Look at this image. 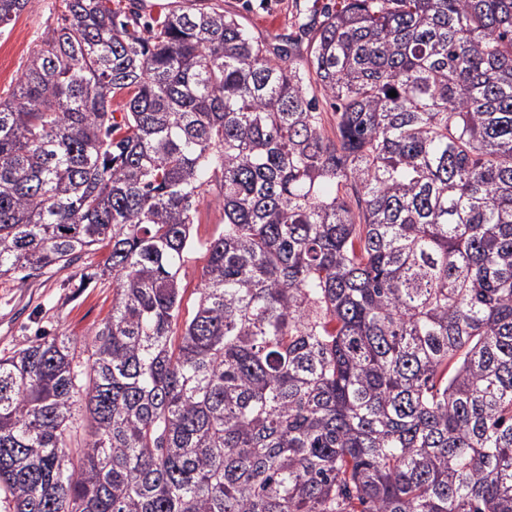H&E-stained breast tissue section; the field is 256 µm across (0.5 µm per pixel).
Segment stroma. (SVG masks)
<instances>
[{
  "label": "stroma",
  "instance_id": "1",
  "mask_svg": "<svg viewBox=\"0 0 512 512\" xmlns=\"http://www.w3.org/2000/svg\"><path fill=\"white\" fill-rule=\"evenodd\" d=\"M336 0H224V9L236 15L250 34L269 47L282 38L298 37V20L319 15ZM55 0H31L0 34V52L6 70L0 74V95L9 93L18 82L30 52L47 29L55 27L60 14ZM102 254L83 256L74 265L17 286L0 279V355L28 344L38 336H68L84 341L104 323L112 309L111 280L80 286L86 265L101 262Z\"/></svg>",
  "mask_w": 512,
  "mask_h": 512
}]
</instances>
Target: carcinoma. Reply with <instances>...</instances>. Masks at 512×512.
Listing matches in <instances>:
<instances>
[{"label":"carcinoma","instance_id":"cac0c4a2","mask_svg":"<svg viewBox=\"0 0 512 512\" xmlns=\"http://www.w3.org/2000/svg\"><path fill=\"white\" fill-rule=\"evenodd\" d=\"M142 2L58 0L0 96V278H112L83 344L0 357V496L512 512V0H343L274 58L217 3ZM194 225V235L200 240L213 236L224 224V212L215 201L214 190H209L198 202V222ZM203 264L200 252L196 251L188 255V261L182 271V284L185 288L182 301L183 317H187L188 314L191 315L195 309L198 298L196 288L200 283Z\"/></svg>","mask_w":512,"mask_h":512}]
</instances>
